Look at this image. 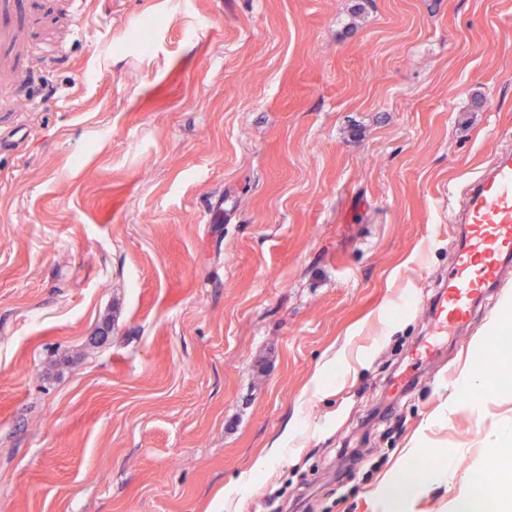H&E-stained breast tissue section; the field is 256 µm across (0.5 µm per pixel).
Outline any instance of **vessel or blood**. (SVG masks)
Masks as SVG:
<instances>
[{"label":"vessel or blood","instance_id":"b4317fda","mask_svg":"<svg viewBox=\"0 0 512 512\" xmlns=\"http://www.w3.org/2000/svg\"><path fill=\"white\" fill-rule=\"evenodd\" d=\"M463 228L437 314L439 329L457 328L472 314L482 293L496 287L512 262V149L464 188L463 204L448 216Z\"/></svg>","mask_w":512,"mask_h":512}]
</instances>
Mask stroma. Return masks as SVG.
Masks as SVG:
<instances>
[{"mask_svg":"<svg viewBox=\"0 0 512 512\" xmlns=\"http://www.w3.org/2000/svg\"><path fill=\"white\" fill-rule=\"evenodd\" d=\"M23 10L0 28V512H457L474 478L512 483V364L465 389L512 276L434 335L448 212L512 145V0Z\"/></svg>","mask_w":512,"mask_h":512,"instance_id":"35a3bbf8","label":"stroma"}]
</instances>
